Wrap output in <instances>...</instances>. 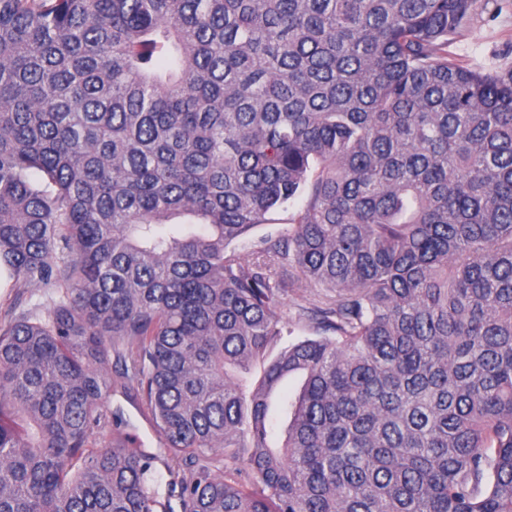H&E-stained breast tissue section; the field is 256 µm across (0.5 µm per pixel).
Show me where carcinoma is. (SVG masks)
Listing matches in <instances>:
<instances>
[{
	"instance_id": "1",
	"label": "carcinoma",
	"mask_w": 512,
	"mask_h": 512,
	"mask_svg": "<svg viewBox=\"0 0 512 512\" xmlns=\"http://www.w3.org/2000/svg\"><path fill=\"white\" fill-rule=\"evenodd\" d=\"M474 2L0 0V512H154L136 439L90 442L119 382L181 512H512V68L449 52ZM302 284L317 336L274 355ZM304 197L297 198L292 204H287L284 207L278 208L273 211L269 218V224H261L256 227L250 234V242L247 244L239 245L237 248L242 256L248 260L252 258V241L259 240L266 236H276L283 229L289 227V219L302 208Z\"/></svg>"
}]
</instances>
